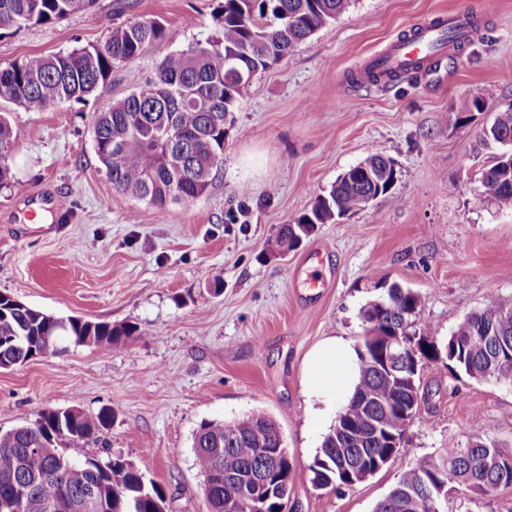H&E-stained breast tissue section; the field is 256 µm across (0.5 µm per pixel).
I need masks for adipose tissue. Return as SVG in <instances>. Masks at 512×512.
<instances>
[{
	"instance_id": "1",
	"label": "adipose tissue",
	"mask_w": 512,
	"mask_h": 512,
	"mask_svg": "<svg viewBox=\"0 0 512 512\" xmlns=\"http://www.w3.org/2000/svg\"><path fill=\"white\" fill-rule=\"evenodd\" d=\"M356 354L348 342L332 337L309 355L302 378V391L312 423L324 421L337 395L351 396L356 383Z\"/></svg>"
}]
</instances>
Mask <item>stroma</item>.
I'll return each instance as SVG.
<instances>
[{"mask_svg": "<svg viewBox=\"0 0 512 512\" xmlns=\"http://www.w3.org/2000/svg\"><path fill=\"white\" fill-rule=\"evenodd\" d=\"M219 2L96 0L59 22L0 32L4 68L100 44L127 22L165 28L87 102L52 112L0 104L17 133L12 177L0 185V293L57 318L135 329L111 347L72 344L0 369V431L49 409H111L108 427L68 455L129 460L163 488L166 512H207L191 448L200 423L256 410L279 425L293 462L292 512H373L416 458L476 437L512 451V384L476 381L440 360L421 370L419 408L396 457L354 487L319 489L309 466L329 427L309 423L302 395L311 350L332 336L358 345L360 310L379 283L417 292L416 324L441 339L512 295V211L484 198L479 177L493 152L477 142L512 108V0H351L253 77L206 193L161 212L113 189L92 116L130 94L131 76H152L215 33ZM456 13L475 31L446 49L439 71L364 79L400 36ZM478 96L484 106L465 109ZM372 153L394 160L391 189L278 254L280 228Z\"/></svg>", "mask_w": 512, "mask_h": 512, "instance_id": "35a3bbf8", "label": "stroma"}]
</instances>
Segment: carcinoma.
<instances>
[{
  "label": "carcinoma",
  "instance_id": "1",
  "mask_svg": "<svg viewBox=\"0 0 512 512\" xmlns=\"http://www.w3.org/2000/svg\"><path fill=\"white\" fill-rule=\"evenodd\" d=\"M95 0H0V30L49 24L85 11ZM350 0H223L221 31L164 59L153 78L135 79L133 91L99 112L93 122L94 148L112 188L148 202L163 212L171 204H191L207 191L213 173L224 165V140L233 127L244 88L270 67L336 20ZM155 20L112 28L100 45L49 56H32L0 68V102L32 112H50L67 101H84L102 87L116 64H132L146 46L164 36ZM365 74L373 83L398 74L371 63ZM171 127L175 140L170 160L153 153L154 133ZM15 139L0 114V182L10 178L5 163ZM483 146L504 150L481 173L486 199L512 211V112L496 117L478 135ZM387 162L370 154L340 175L318 196L296 224L305 235L363 208L385 193ZM420 296L392 284L360 311L367 323L356 346L358 383L334 426L324 436L309 466L320 489L353 487L365 471L361 459L384 467L399 451L410 425V409L420 381L391 373L383 358L385 341L410 321L411 368L447 360L448 367L473 379L512 376V296H501L471 312L445 340L411 321ZM131 326H112L80 318L58 319L23 303L0 302V358L16 362L46 345L59 353V337L79 345L112 346L133 336ZM111 411L95 415L61 413L60 421L79 438L108 426ZM51 418L40 415L33 426L0 432V502L22 512H165L166 494L146 484L142 473L120 456L102 462H78L65 452L67 442L48 437ZM279 428L266 413L253 411L232 421L210 420L193 434L196 468L208 483V512H282L290 499L293 465L282 459L263 483L256 470L276 450ZM461 486L491 497L512 487V452L495 441L477 438L468 449L444 448L417 458L405 469L374 512H431L452 489ZM91 496L100 508L83 507Z\"/></svg>",
  "mask_w": 512,
  "mask_h": 512
}]
</instances>
